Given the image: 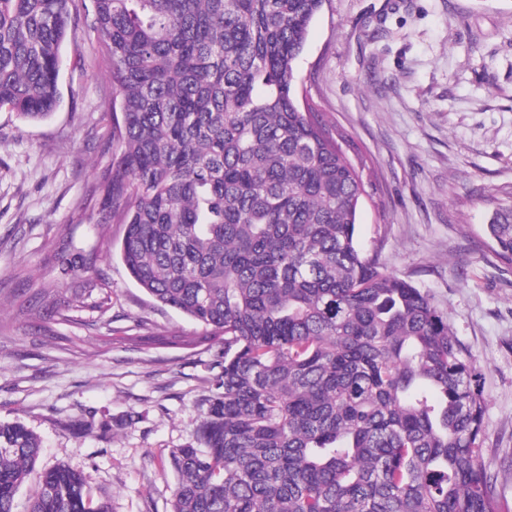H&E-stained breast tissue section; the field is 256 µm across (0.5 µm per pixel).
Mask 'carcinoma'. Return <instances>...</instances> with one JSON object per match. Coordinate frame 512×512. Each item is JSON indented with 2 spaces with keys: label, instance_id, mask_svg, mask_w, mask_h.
<instances>
[{
  "label": "carcinoma",
  "instance_id": "carcinoma-1",
  "mask_svg": "<svg viewBox=\"0 0 512 512\" xmlns=\"http://www.w3.org/2000/svg\"><path fill=\"white\" fill-rule=\"evenodd\" d=\"M325 0H0V108L60 107L85 15L112 80V159L90 192L155 301L224 343L203 447L174 448L171 512H499L486 401L448 317L357 231L362 170L297 91ZM512 264V206L486 227ZM81 297L28 309L37 322ZM38 436L0 422V512ZM29 512H108L64 465Z\"/></svg>",
  "mask_w": 512,
  "mask_h": 512
}]
</instances>
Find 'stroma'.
<instances>
[{"label": "stroma", "mask_w": 512, "mask_h": 512, "mask_svg": "<svg viewBox=\"0 0 512 512\" xmlns=\"http://www.w3.org/2000/svg\"><path fill=\"white\" fill-rule=\"evenodd\" d=\"M78 23L62 103L27 123L0 108V422L42 441L39 466L83 473L109 512H170L169 453L198 446L203 400L223 375L206 330L151 299L84 198L112 157V96ZM297 88L365 159L373 182L357 233L427 292L475 361L486 399L482 460L512 512V268L486 226L512 205V0H326ZM79 265L62 275L57 256ZM94 286L49 329L27 310L41 286Z\"/></svg>", "instance_id": "stroma-1"}]
</instances>
